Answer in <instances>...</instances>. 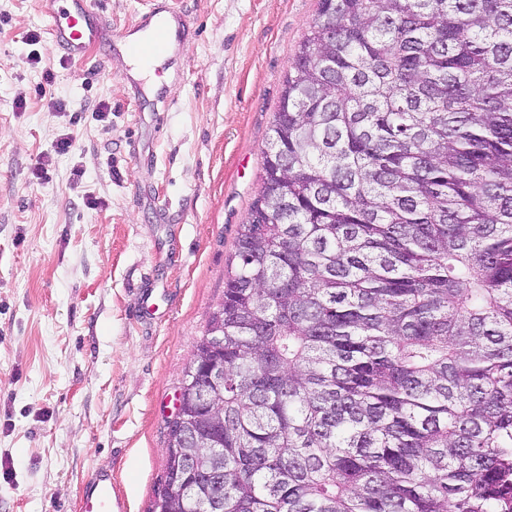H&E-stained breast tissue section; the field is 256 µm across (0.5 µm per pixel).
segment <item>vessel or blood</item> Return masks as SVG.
<instances>
[{"label": "vessel or blood", "instance_id": "vessel-or-blood-1", "mask_svg": "<svg viewBox=\"0 0 512 512\" xmlns=\"http://www.w3.org/2000/svg\"><path fill=\"white\" fill-rule=\"evenodd\" d=\"M42 11L49 20V34L54 44L67 58L84 63L89 45L104 37V24L95 12L92 0H41ZM150 35L129 48L131 56L144 60L166 55L170 42L166 22L150 24ZM82 499L85 512H121L112 497V476L107 472H92L86 480Z\"/></svg>", "mask_w": 512, "mask_h": 512}]
</instances>
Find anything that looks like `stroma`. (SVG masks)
Wrapping results in <instances>:
<instances>
[{"mask_svg":"<svg viewBox=\"0 0 512 512\" xmlns=\"http://www.w3.org/2000/svg\"><path fill=\"white\" fill-rule=\"evenodd\" d=\"M147 1L187 20L160 99L106 65L105 45L70 62L38 0H0V512H83L94 470L124 512H154L183 375L318 12Z\"/></svg>","mask_w":512,"mask_h":512,"instance_id":"1","label":"stroma"}]
</instances>
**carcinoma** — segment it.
Returning <instances> with one entry per match:
<instances>
[{
    "label": "carcinoma",
    "mask_w": 512,
    "mask_h": 512,
    "mask_svg": "<svg viewBox=\"0 0 512 512\" xmlns=\"http://www.w3.org/2000/svg\"><path fill=\"white\" fill-rule=\"evenodd\" d=\"M185 371L170 512H512V0H319Z\"/></svg>",
    "instance_id": "1"
}]
</instances>
